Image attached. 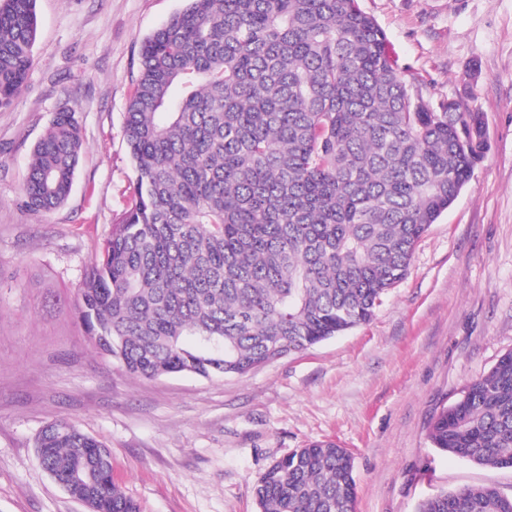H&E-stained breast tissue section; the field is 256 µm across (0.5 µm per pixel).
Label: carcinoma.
<instances>
[{
  "label": "carcinoma",
  "instance_id": "carcinoma-1",
  "mask_svg": "<svg viewBox=\"0 0 512 512\" xmlns=\"http://www.w3.org/2000/svg\"><path fill=\"white\" fill-rule=\"evenodd\" d=\"M36 35V0H0L1 108L25 86ZM124 140L135 180L76 311L136 378L242 376L369 322L488 150L482 113L409 92L358 0H187L142 41ZM83 150L63 107L34 146L28 211L65 203ZM429 440L512 468V351L437 414ZM35 445L89 512H139L77 423L47 422ZM253 493L259 512H355L353 457L309 443ZM415 512H512V498L441 490Z\"/></svg>",
  "mask_w": 512,
  "mask_h": 512
}]
</instances>
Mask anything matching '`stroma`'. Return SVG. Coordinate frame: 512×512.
Returning a JSON list of instances; mask_svg holds the SVG:
<instances>
[{
    "label": "stroma",
    "mask_w": 512,
    "mask_h": 512,
    "mask_svg": "<svg viewBox=\"0 0 512 512\" xmlns=\"http://www.w3.org/2000/svg\"><path fill=\"white\" fill-rule=\"evenodd\" d=\"M185 0H37L34 64L0 108V512H87L41 467L35 438L72 420L112 454L140 512H257L255 478L312 441L351 453L356 512H415L437 490L512 469L432 448V419L512 351V0H359L412 94L483 112L490 149L418 242L368 323L243 376L136 379L89 344L84 269L125 211L124 114L145 37ZM84 140L71 195L34 214L21 188L54 112Z\"/></svg>",
    "instance_id": "35a3bbf8"
}]
</instances>
